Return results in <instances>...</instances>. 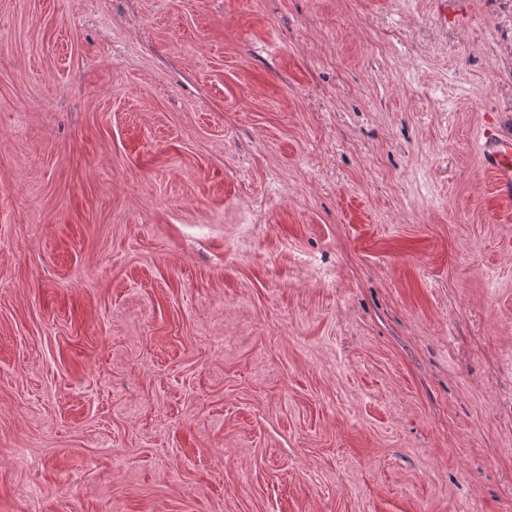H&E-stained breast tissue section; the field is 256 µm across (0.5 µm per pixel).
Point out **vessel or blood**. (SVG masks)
I'll return each mask as SVG.
<instances>
[{
	"mask_svg": "<svg viewBox=\"0 0 512 512\" xmlns=\"http://www.w3.org/2000/svg\"><path fill=\"white\" fill-rule=\"evenodd\" d=\"M481 166L493 179L503 201H512V121L488 125L478 142Z\"/></svg>",
	"mask_w": 512,
	"mask_h": 512,
	"instance_id": "vessel-or-blood-1",
	"label": "vessel or blood"
}]
</instances>
